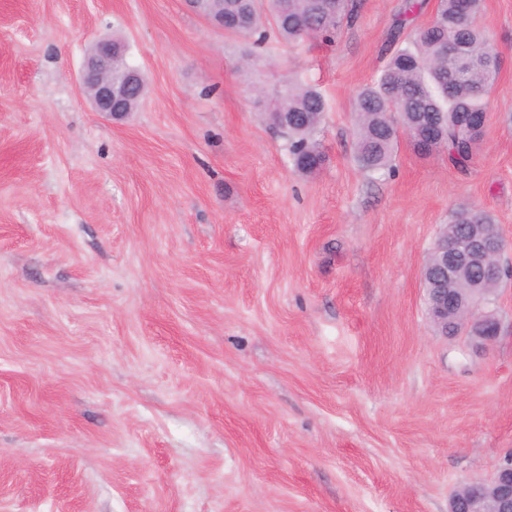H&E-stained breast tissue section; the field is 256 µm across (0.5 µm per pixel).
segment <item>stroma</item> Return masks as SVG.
Segmentation results:
<instances>
[{
	"instance_id": "35a3bbf8",
	"label": "stroma",
	"mask_w": 512,
	"mask_h": 512,
	"mask_svg": "<svg viewBox=\"0 0 512 512\" xmlns=\"http://www.w3.org/2000/svg\"><path fill=\"white\" fill-rule=\"evenodd\" d=\"M403 2L247 81L187 0H0V512H448L512 452V278L489 348L421 279L462 204L512 267V0L478 20L502 56L468 171L402 136L373 176L355 96ZM103 36L148 85L120 121L78 86ZM291 78L327 101L315 176L255 104Z\"/></svg>"
}]
</instances>
